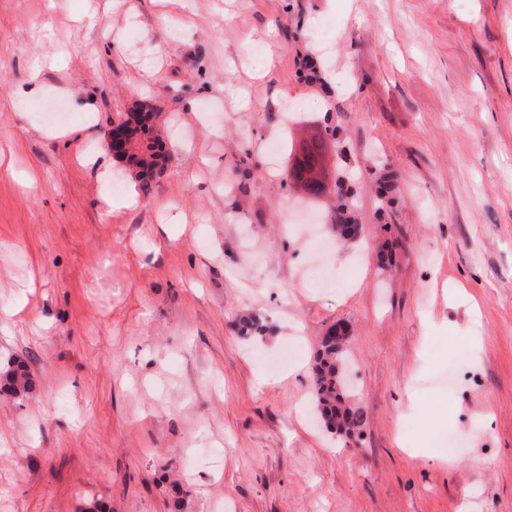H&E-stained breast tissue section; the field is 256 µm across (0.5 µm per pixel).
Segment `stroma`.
<instances>
[{
  "mask_svg": "<svg viewBox=\"0 0 512 512\" xmlns=\"http://www.w3.org/2000/svg\"><path fill=\"white\" fill-rule=\"evenodd\" d=\"M137 104L165 158L114 210L124 184L77 157ZM311 133L364 228L320 253L304 228L335 195L283 184ZM339 323L355 439L311 417ZM17 361L34 386L0 396V512H512V0H0Z\"/></svg>",
  "mask_w": 512,
  "mask_h": 512,
  "instance_id": "stroma-1",
  "label": "stroma"
}]
</instances>
